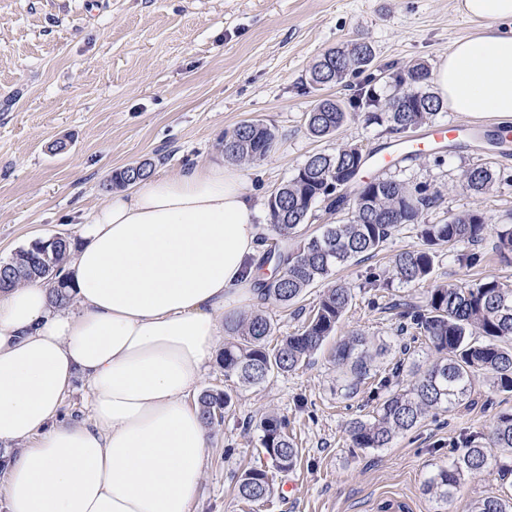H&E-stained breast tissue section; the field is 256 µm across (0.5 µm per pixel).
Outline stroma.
Returning a JSON list of instances; mask_svg holds the SVG:
<instances>
[{
	"mask_svg": "<svg viewBox=\"0 0 512 512\" xmlns=\"http://www.w3.org/2000/svg\"><path fill=\"white\" fill-rule=\"evenodd\" d=\"M458 0H0V261L37 239L75 238L77 211L105 203L113 171L150 161L154 172L176 174L196 161L219 162L226 132L257 119L276 135L271 154L242 165L246 195L266 223V200L312 154L356 144L378 151L384 128L356 115L333 137L308 134L307 112L317 98L346 97L339 87L313 89L308 71L318 55L361 38L377 69L417 62L436 67L455 41L473 36L477 22ZM483 165L495 182L476 195L463 184ZM367 177L425 185L439 194L425 220L483 212L489 227L478 245L460 243L438 253L422 282L369 288V272L419 245L417 230L399 226L373 258L349 263L336 277L352 302L335 335L297 370L262 385L239 388L220 361L202 374L198 391L228 392L232 410L210 429L211 448L191 512H385L392 497L411 512H471L488 496L512 497V475L490 468L464 480L442 506L428 480L457 455L465 439L488 444L496 417L512 413V393L495 392L480 375L471 402L428 413L386 448L353 447L347 424L383 398L376 383L405 354L435 357L416 330L399 333L395 302L424 305L440 284L497 279L512 287V258L500 256L496 228L512 224V140L449 141L426 153L367 170ZM479 264H470L471 252ZM363 336L369 348L389 343L356 393L344 387L333 361L337 341ZM286 417L302 450L297 465L275 473L262 503L241 501L237 475L267 465L257 424Z\"/></svg>",
	"mask_w": 512,
	"mask_h": 512,
	"instance_id": "obj_1",
	"label": "stroma"
}]
</instances>
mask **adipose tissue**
<instances>
[{
  "label": "adipose tissue",
  "mask_w": 512,
  "mask_h": 512,
  "mask_svg": "<svg viewBox=\"0 0 512 512\" xmlns=\"http://www.w3.org/2000/svg\"><path fill=\"white\" fill-rule=\"evenodd\" d=\"M459 9L481 30L437 64V93L511 118L512 0ZM262 234L240 170L196 163L79 216L63 266L74 307L39 280L0 292V444L21 445L0 486L8 512H191L210 437L188 398L232 305L260 300ZM78 379L88 415L61 419Z\"/></svg>",
  "instance_id": "obj_1"
}]
</instances>
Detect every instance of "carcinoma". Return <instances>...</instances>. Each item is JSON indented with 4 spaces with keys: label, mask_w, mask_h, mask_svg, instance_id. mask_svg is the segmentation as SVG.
Wrapping results in <instances>:
<instances>
[{
    "label": "carcinoma",
    "mask_w": 512,
    "mask_h": 512,
    "mask_svg": "<svg viewBox=\"0 0 512 512\" xmlns=\"http://www.w3.org/2000/svg\"><path fill=\"white\" fill-rule=\"evenodd\" d=\"M371 47L364 41L350 42L321 55L312 67L309 83L317 90L340 85L352 76H363L356 93L348 102L321 97L306 113L308 133L316 138H330L345 122L355 116V109L378 105L370 89L379 81L370 72ZM429 69L422 63L391 76L395 91L386 102V111L372 112L368 119L385 124V131L395 141H406L408 133L424 124L428 116L440 111L439 97L424 89ZM408 93L398 92L400 84ZM275 134L260 121H244L224 134V157L230 161L253 162L265 158L273 149ZM368 156L357 145H346L333 153H315L297 169L294 176L277 187L267 198L269 230L263 237L264 255L259 266L272 264L274 277L258 283L261 300L284 308L298 302L313 285L333 279L337 269L381 250L395 229L402 224L417 227L421 244L396 253L388 269L370 273L374 288H390L393 283L411 285L426 280L433 271L439 249L458 243L475 244L483 239L488 227L480 211L448 218L443 224H427L425 213L438 201V193L425 185H410L392 179H363ZM143 173L130 165L112 174V185L125 188L152 175V163L143 162ZM467 187L482 194L493 184L491 169L476 166L465 173ZM353 192L352 216L344 223L325 224L306 234L312 206L325 202L330 211L339 210ZM71 247L68 239L55 242L52 265L39 266L33 261L35 244L18 250L10 259L0 261V291L21 283L44 280L53 285L55 301L70 300L66 282L61 278L62 264ZM497 247L503 257L512 256V225L497 230ZM352 301L351 289L340 282L322 294L308 314L302 330L271 339L274 326L263 312L224 319V343L220 362L225 377L237 378L244 388L260 385L274 374L296 370L314 354L336 330ZM399 309V332L415 327L424 333L437 358L425 368L411 369L407 388L392 383L403 372L395 364L391 376L378 384L386 395L368 419H354L347 432L357 448H386L393 439L414 428L432 409L451 411L470 399L474 378L483 371L498 392L512 393V288L496 279L475 285H437L431 289L425 306L406 302L394 304ZM336 364L346 370L348 389L353 390L370 372L366 341L353 336L338 344ZM198 404L207 425L219 424L234 405L227 392H203ZM260 446L271 466L279 471L292 469L299 459V448L288 434V421L268 415L259 422ZM512 457V413L497 417L490 445L468 441L448 467L428 481L427 490L441 502L452 500L465 477L476 475L494 465L506 473L511 466L502 456ZM241 500L259 503L273 493L269 470L263 466L246 469L236 482ZM472 512H512V499L488 496L479 500Z\"/></svg>",
    "instance_id": "cac0c4a2"
}]
</instances>
